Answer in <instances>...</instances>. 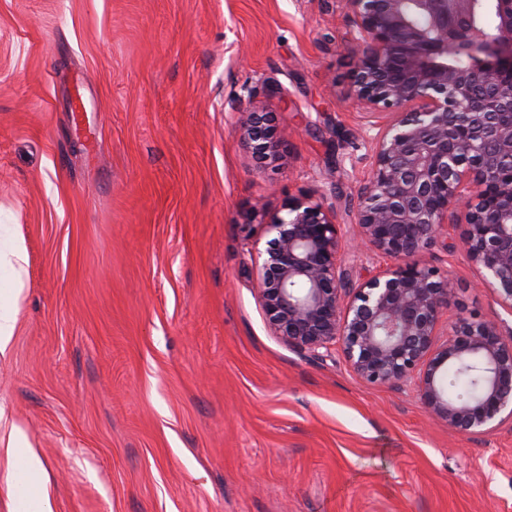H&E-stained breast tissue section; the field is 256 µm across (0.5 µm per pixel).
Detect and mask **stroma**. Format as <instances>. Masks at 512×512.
I'll return each instance as SVG.
<instances>
[{
  "instance_id": "1",
  "label": "stroma",
  "mask_w": 512,
  "mask_h": 512,
  "mask_svg": "<svg viewBox=\"0 0 512 512\" xmlns=\"http://www.w3.org/2000/svg\"><path fill=\"white\" fill-rule=\"evenodd\" d=\"M340 0H0V250L25 287L0 357V512H24L19 427L52 512H512V422L457 436L270 330L266 222L315 195L354 249L370 172ZM85 106L73 116L72 91ZM288 133L255 173L237 128ZM455 313L505 321L460 231L425 252Z\"/></svg>"
}]
</instances>
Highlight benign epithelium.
Masks as SVG:
<instances>
[{"label":"benign epithelium","instance_id":"obj_1","mask_svg":"<svg viewBox=\"0 0 512 512\" xmlns=\"http://www.w3.org/2000/svg\"><path fill=\"white\" fill-rule=\"evenodd\" d=\"M353 100L373 124L371 169L354 217L360 246L392 263L350 282L337 208L310 195L288 200L255 288L271 330L319 353L338 346L352 371L398 389L416 380L428 413L462 435L512 420V326L458 317L448 341L437 326L456 302L423 253L462 228L467 258L512 310V0H345ZM469 57L461 67L457 60ZM262 172L286 157L288 134L254 108L238 127ZM454 368L482 382L478 399L448 393Z\"/></svg>","mask_w":512,"mask_h":512}]
</instances>
